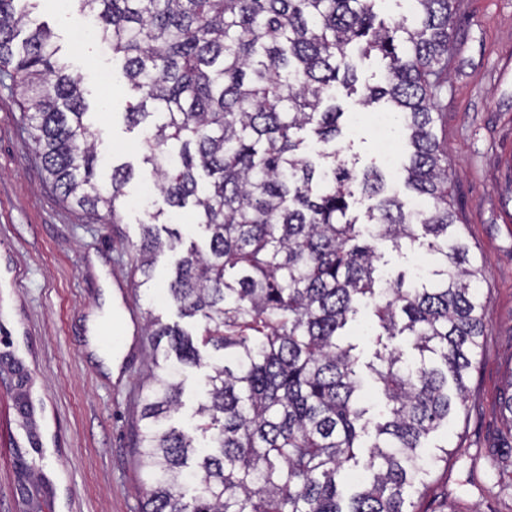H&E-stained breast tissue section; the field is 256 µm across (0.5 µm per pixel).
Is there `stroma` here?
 I'll use <instances>...</instances> for the list:
<instances>
[{
	"label": "stroma",
	"instance_id": "1",
	"mask_svg": "<svg viewBox=\"0 0 512 512\" xmlns=\"http://www.w3.org/2000/svg\"><path fill=\"white\" fill-rule=\"evenodd\" d=\"M34 20L59 37L58 56L87 95L86 121L109 184L113 165L132 168L116 224L64 203L46 181L16 95L0 88V355L28 376L34 429L16 404L15 376H0V512H18L16 446L36 434L26 460L44 512H140L143 462L134 451L141 400L156 367L147 337L121 383L92 349L121 308L109 305L116 285L138 312L161 323L181 318L166 295L178 252L155 263L152 288L140 287L134 246L148 195L140 129L129 128L128 91L119 65L100 55L92 37L78 38L83 19L69 0H38ZM448 93L439 103L438 136L450 163L451 192L470 257L481 269L485 344L470 371L466 412L448 425L453 454L435 469L425 494L410 493L419 512H512V492H499L496 458L512 453L499 407L512 376V0H462L453 29ZM345 155L359 167L391 169L390 191L409 199L403 150L374 126L357 94L340 89Z\"/></svg>",
	"mask_w": 512,
	"mask_h": 512
}]
</instances>
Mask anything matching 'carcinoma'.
<instances>
[{
	"label": "carcinoma",
	"instance_id": "1",
	"mask_svg": "<svg viewBox=\"0 0 512 512\" xmlns=\"http://www.w3.org/2000/svg\"><path fill=\"white\" fill-rule=\"evenodd\" d=\"M0 0V85L19 95L42 169L62 199L119 223L132 177L96 180L97 148L83 122L80 80L53 61V34ZM122 63L144 126L143 164L170 208L189 209L205 247L177 260L168 295L193 329L150 317L165 361L143 397L136 450L146 467L141 512H416L404 493L428 489L448 461V417L465 409L466 376L485 337L480 269L458 228L436 106L448 83L460 0H408L387 22L377 0H75ZM27 35L17 42L22 31ZM385 61V82L359 105H392L409 131L410 213L383 175L343 155L336 85L356 84L353 50ZM325 146L316 163L301 136ZM209 184L199 190V179ZM365 204L369 234L350 216ZM146 211L134 245L138 286L157 254L182 244ZM429 235L420 239L413 226ZM167 233L162 239L160 231ZM436 256L419 279L378 288L377 242ZM380 332L366 368L386 400L367 418L356 345L344 332L362 301ZM411 339L415 357L395 344ZM222 353L210 362L200 347ZM208 367L195 415L207 445L171 424L183 371ZM365 477L347 493L348 464Z\"/></svg>",
	"mask_w": 512,
	"mask_h": 512
}]
</instances>
